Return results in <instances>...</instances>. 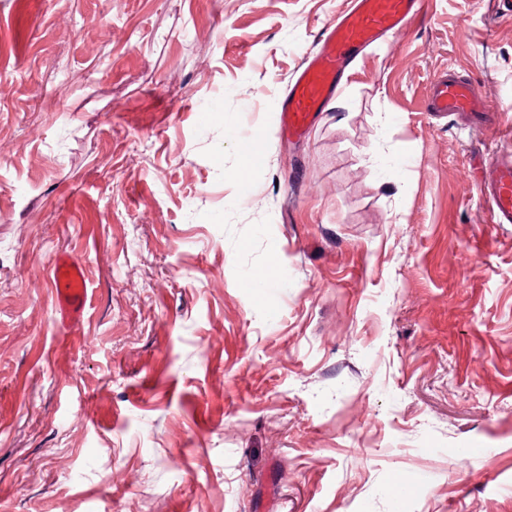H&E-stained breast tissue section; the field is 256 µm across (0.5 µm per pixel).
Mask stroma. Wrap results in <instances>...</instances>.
Returning <instances> with one entry per match:
<instances>
[{
  "mask_svg": "<svg viewBox=\"0 0 512 512\" xmlns=\"http://www.w3.org/2000/svg\"><path fill=\"white\" fill-rule=\"evenodd\" d=\"M348 6L0 0V512H512V224L478 187L512 17L425 0L283 137ZM443 73L493 125L430 116ZM53 287L57 311L68 326L80 322L88 295V281L83 265L67 254L54 262Z\"/></svg>",
  "mask_w": 512,
  "mask_h": 512,
  "instance_id": "obj_1",
  "label": "stroma"
}]
</instances>
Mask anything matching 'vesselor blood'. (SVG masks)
<instances>
[{
	"instance_id": "vessel-or-blood-1",
	"label": "vessel or blood",
	"mask_w": 512,
	"mask_h": 512,
	"mask_svg": "<svg viewBox=\"0 0 512 512\" xmlns=\"http://www.w3.org/2000/svg\"><path fill=\"white\" fill-rule=\"evenodd\" d=\"M422 3L423 0H353L350 11L328 24L318 53L296 72L278 115L281 129L292 137L303 136L335 94L343 64L384 34L406 27L420 15ZM430 107L439 116H481L490 112L473 83L444 75L431 83ZM480 192L490 205L491 223L512 224V164L486 162ZM53 287L62 321L71 327L77 325L88 295L82 264L69 255H60L54 262Z\"/></svg>"
}]
</instances>
